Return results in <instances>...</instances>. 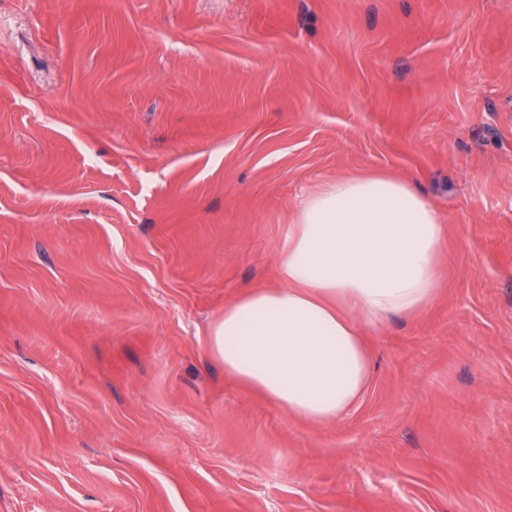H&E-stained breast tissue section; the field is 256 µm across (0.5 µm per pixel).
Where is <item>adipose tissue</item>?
I'll list each match as a JSON object with an SVG mask.
<instances>
[{
  "label": "adipose tissue",
  "mask_w": 512,
  "mask_h": 512,
  "mask_svg": "<svg viewBox=\"0 0 512 512\" xmlns=\"http://www.w3.org/2000/svg\"><path fill=\"white\" fill-rule=\"evenodd\" d=\"M446 226L406 181L342 175L306 195L277 256L280 284L224 308L208 337L225 373L290 417L336 421L364 394L363 328L428 306Z\"/></svg>",
  "instance_id": "1"
}]
</instances>
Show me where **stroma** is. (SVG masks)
<instances>
[{"mask_svg": "<svg viewBox=\"0 0 512 512\" xmlns=\"http://www.w3.org/2000/svg\"><path fill=\"white\" fill-rule=\"evenodd\" d=\"M367 171L444 281L314 426L209 329ZM0 512H512V0H0Z\"/></svg>", "mask_w": 512, "mask_h": 512, "instance_id": "stroma-1", "label": "stroma"}]
</instances>
